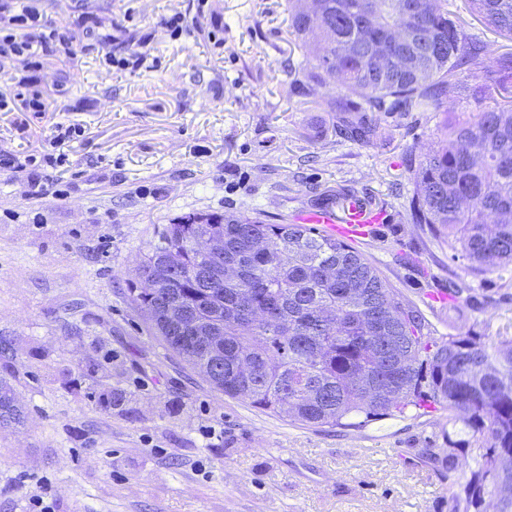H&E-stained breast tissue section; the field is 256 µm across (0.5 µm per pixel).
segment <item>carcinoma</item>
Instances as JSON below:
<instances>
[{"instance_id": "1", "label": "carcinoma", "mask_w": 512, "mask_h": 512, "mask_svg": "<svg viewBox=\"0 0 512 512\" xmlns=\"http://www.w3.org/2000/svg\"><path fill=\"white\" fill-rule=\"evenodd\" d=\"M471 15L512 39V0H468ZM289 27L307 39L310 90L333 82L331 102L355 141L384 135L377 112H431L460 93L456 69L474 71L473 123L447 124L413 171L412 219L439 224L478 269L512 267V52L467 33L448 0H293ZM421 32L416 65L402 58L406 26ZM224 239V274L205 285L215 259L197 236ZM155 287L129 289L168 349L217 392L305 426L358 428L429 402L477 434V468L453 494L455 512H512V339L439 340L423 315L352 246L302 224L232 213L189 214L163 224L136 259ZM184 311L218 323L207 346L173 326ZM393 389L378 398L366 381ZM25 417L0 385V424Z\"/></svg>"}]
</instances>
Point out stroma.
Listing matches in <instances>:
<instances>
[{
	"instance_id": "1",
	"label": "stroma",
	"mask_w": 512,
	"mask_h": 512,
	"mask_svg": "<svg viewBox=\"0 0 512 512\" xmlns=\"http://www.w3.org/2000/svg\"><path fill=\"white\" fill-rule=\"evenodd\" d=\"M68 48L6 60L0 91L28 80L42 112L0 110V156L51 152L81 129L46 194L0 174V381L27 411L0 427V512H453L476 439L447 411L409 408L360 428L303 426L214 392L147 327L129 298L155 227L192 213L272 224L351 195L383 211L359 244L435 336L512 338V267L477 273L412 220V171L458 97L435 112H384L385 136L348 139L309 96L307 49L288 0H25ZM183 19L171 38L164 18ZM94 35H87L89 22ZM146 49L123 72L108 58ZM469 291L437 305L433 292ZM121 392L120 406L101 404Z\"/></svg>"
}]
</instances>
